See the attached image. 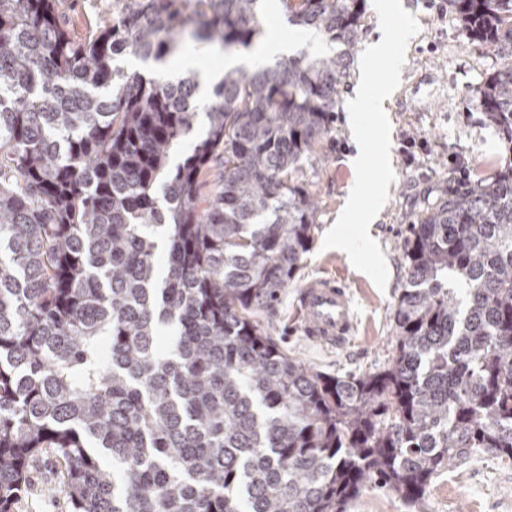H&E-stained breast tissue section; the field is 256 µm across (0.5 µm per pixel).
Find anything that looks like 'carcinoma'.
<instances>
[{"label":"carcinoma","mask_w":512,"mask_h":512,"mask_svg":"<svg viewBox=\"0 0 512 512\" xmlns=\"http://www.w3.org/2000/svg\"><path fill=\"white\" fill-rule=\"evenodd\" d=\"M116 2L76 40L54 0H0V512L46 448L72 512H347L369 483L416 506L446 468L512 461V0H449L501 60L472 105L506 157L410 225L395 345L362 376L267 331L313 242L293 174L332 133L360 0H281L342 49L224 74L176 164L196 72L119 58L161 61L191 25L250 49L265 3Z\"/></svg>","instance_id":"obj_1"}]
</instances>
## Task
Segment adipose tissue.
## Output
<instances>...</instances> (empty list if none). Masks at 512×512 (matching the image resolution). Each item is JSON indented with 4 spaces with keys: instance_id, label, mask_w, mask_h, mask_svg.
<instances>
[{
    "instance_id": "1",
    "label": "adipose tissue",
    "mask_w": 512,
    "mask_h": 512,
    "mask_svg": "<svg viewBox=\"0 0 512 512\" xmlns=\"http://www.w3.org/2000/svg\"><path fill=\"white\" fill-rule=\"evenodd\" d=\"M372 14L376 20L377 36L365 47L367 57L381 58L388 63L385 80H377L367 69H359L352 95L345 103L349 114L350 138L356 152L349 162L357 174V179L349 187L345 201L336 215L340 224L378 223L382 209L381 192L368 191L362 177L368 155H376L384 173H391L388 118L386 103L392 86L398 78V64L390 31L406 22L403 0H372ZM372 113L373 125H366L363 113Z\"/></svg>"
}]
</instances>
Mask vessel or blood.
Segmentation results:
<instances>
[{
	"label": "vessel or blood",
	"mask_w": 512,
	"mask_h": 512,
	"mask_svg": "<svg viewBox=\"0 0 512 512\" xmlns=\"http://www.w3.org/2000/svg\"><path fill=\"white\" fill-rule=\"evenodd\" d=\"M297 308L306 335L313 341L340 347L353 332L349 290L337 278L320 277L302 287Z\"/></svg>",
	"instance_id": "obj_1"
}]
</instances>
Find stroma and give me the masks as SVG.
<instances>
[{
  "mask_svg": "<svg viewBox=\"0 0 512 512\" xmlns=\"http://www.w3.org/2000/svg\"><path fill=\"white\" fill-rule=\"evenodd\" d=\"M404 3L412 28L401 44L400 79L387 104L393 177L384 181L374 158L364 171L369 190L386 192L371 246L353 254L336 242L337 236L361 233L360 225L336 221L355 180L345 109L337 110L331 136L296 176L317 201L314 241L268 331L291 355L334 375L359 376L386 365L395 336L393 310L407 277L409 224L438 197L497 175L505 153L501 133L471 106L476 91L498 69L499 58L468 41L448 0ZM55 4L62 27L79 38L111 25L116 10L114 0ZM322 276L344 280L351 293L356 329L342 349L312 341L300 328L296 295L302 285ZM11 512H70L61 490V464L52 450H43L30 467ZM348 512H512V463L487 453L444 470L415 508L369 485Z\"/></svg>",
  "mask_w": 512,
  "mask_h": 512,
  "instance_id": "obj_1",
  "label": "stroma"
}]
</instances>
